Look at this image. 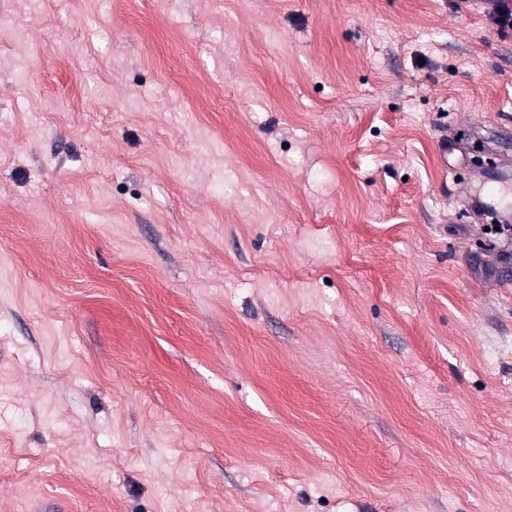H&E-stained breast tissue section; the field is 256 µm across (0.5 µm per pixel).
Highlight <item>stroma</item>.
<instances>
[{
    "label": "stroma",
    "instance_id": "obj_1",
    "mask_svg": "<svg viewBox=\"0 0 512 512\" xmlns=\"http://www.w3.org/2000/svg\"><path fill=\"white\" fill-rule=\"evenodd\" d=\"M489 8L0 0V512H512ZM485 184H491L492 186L486 189L485 194L472 197L468 202L467 209L474 215L487 216L488 214H493L494 219L500 224L486 225V229L490 232L498 234L505 229L510 230L512 209L500 208L496 202L499 191L496 189L495 185L503 186V183L496 178H491ZM494 227H498V230H494Z\"/></svg>",
    "mask_w": 512,
    "mask_h": 512
}]
</instances>
